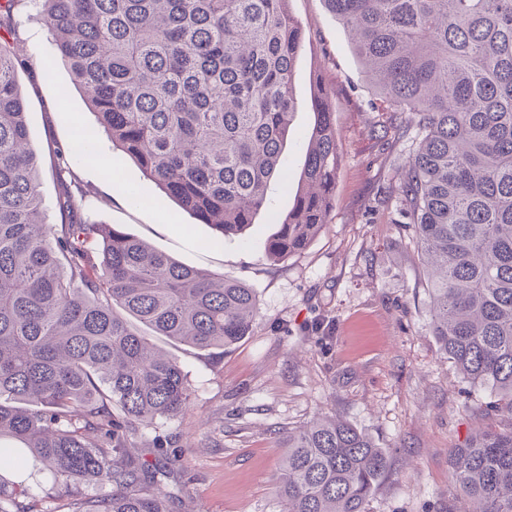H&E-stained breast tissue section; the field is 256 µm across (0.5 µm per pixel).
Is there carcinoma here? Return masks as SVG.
<instances>
[{
	"instance_id": "carcinoma-1",
	"label": "carcinoma",
	"mask_w": 512,
	"mask_h": 512,
	"mask_svg": "<svg viewBox=\"0 0 512 512\" xmlns=\"http://www.w3.org/2000/svg\"><path fill=\"white\" fill-rule=\"evenodd\" d=\"M289 0H44L60 58L112 145L162 194L222 236L254 223L280 167L304 27ZM370 83L412 125L398 165L442 352L512 422V0H323ZM17 56L0 41V512H37L19 480L50 474L69 512H169L152 492L181 465L130 448L191 403L178 358L249 335L258 297L109 224L42 217ZM288 218L266 244L282 260L328 223L338 147L328 83ZM285 512H368L386 449L319 417L290 432ZM110 486L91 496L71 484ZM448 512H512V431H478L451 463Z\"/></svg>"
}]
</instances>
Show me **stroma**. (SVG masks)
<instances>
[{
	"label": "stroma",
	"instance_id": "stroma-1",
	"mask_svg": "<svg viewBox=\"0 0 512 512\" xmlns=\"http://www.w3.org/2000/svg\"><path fill=\"white\" fill-rule=\"evenodd\" d=\"M305 30L293 76L297 107L281 155L287 180H272L267 204L242 234L212 246L213 229L171 202L151 206L155 183L111 139L57 60L39 0H17L6 39L19 52L17 78L40 156L46 223L67 218L73 197L84 220L111 224L187 265L234 277L254 288L258 305L249 336L199 351L156 337L176 356L193 390L190 409L163 427L186 472L171 512H283L277 477L281 433L318 414L342 416L389 454L390 472L369 512H448V459L475 428L512 424L443 354L430 327V292L414 229L397 207V163L409 140L388 129L384 111L342 25L323 0H290ZM334 89L341 162L329 222L303 251L280 261L268 240L294 204L315 122L313 81ZM97 130L96 158L75 153L77 129ZM69 170L57 171L60 159ZM111 159L134 188L131 203L104 173Z\"/></svg>",
	"mask_w": 512,
	"mask_h": 512
}]
</instances>
